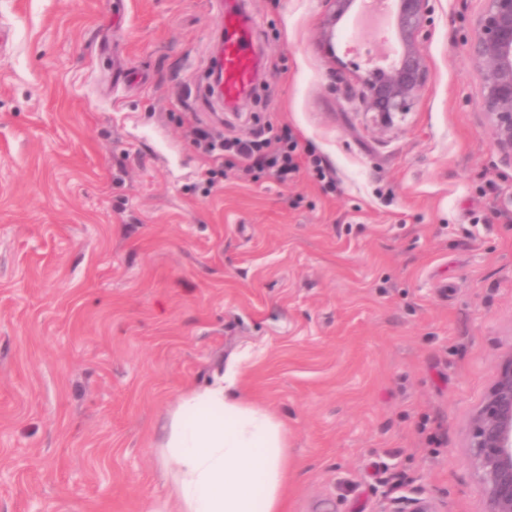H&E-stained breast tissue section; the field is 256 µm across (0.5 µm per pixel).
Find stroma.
Wrapping results in <instances>:
<instances>
[{"label":"stroma","instance_id":"1","mask_svg":"<svg viewBox=\"0 0 512 512\" xmlns=\"http://www.w3.org/2000/svg\"><path fill=\"white\" fill-rule=\"evenodd\" d=\"M221 0H0V512H177L161 444L243 367L288 430L287 512H483L471 418L512 350V157L436 0L425 88L360 102L378 37L326 0H239L264 75H208ZM290 128L335 179L212 160L192 130ZM329 11L322 31V45L330 47L337 23L352 9L355 0H326Z\"/></svg>","mask_w":512,"mask_h":512}]
</instances>
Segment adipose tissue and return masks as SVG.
<instances>
[{
  "label": "adipose tissue",
  "mask_w": 512,
  "mask_h": 512,
  "mask_svg": "<svg viewBox=\"0 0 512 512\" xmlns=\"http://www.w3.org/2000/svg\"><path fill=\"white\" fill-rule=\"evenodd\" d=\"M222 383L190 394L174 412L165 448L178 512H285L288 438L283 422Z\"/></svg>",
  "instance_id": "1"
}]
</instances>
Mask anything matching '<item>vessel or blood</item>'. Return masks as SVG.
Masks as SVG:
<instances>
[{
  "label": "vessel or blood",
  "instance_id": "vessel-or-blood-1",
  "mask_svg": "<svg viewBox=\"0 0 512 512\" xmlns=\"http://www.w3.org/2000/svg\"><path fill=\"white\" fill-rule=\"evenodd\" d=\"M224 41L217 61L223 71L225 101L238 99L252 84L255 63L249 50L251 29L238 12L224 11L221 18Z\"/></svg>",
  "mask_w": 512,
  "mask_h": 512
}]
</instances>
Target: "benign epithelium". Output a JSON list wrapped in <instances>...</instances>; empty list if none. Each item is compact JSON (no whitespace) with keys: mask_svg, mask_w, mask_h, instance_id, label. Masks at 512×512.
I'll use <instances>...</instances> for the list:
<instances>
[{"mask_svg":"<svg viewBox=\"0 0 512 512\" xmlns=\"http://www.w3.org/2000/svg\"><path fill=\"white\" fill-rule=\"evenodd\" d=\"M322 45L331 46L337 23L355 0H326ZM430 0H395L394 36L402 53L383 80L363 84L362 101L372 112H406L425 85L427 66L417 45L426 37ZM470 43L481 75V98L497 148L512 155V0H485ZM469 459L485 493L484 512H512V351L497 366L494 381L471 419ZM392 512H437L428 498L405 497Z\"/></svg>","mask_w":512,"mask_h":512,"instance_id":"benign-epithelium-1","label":"benign epithelium"}]
</instances>
